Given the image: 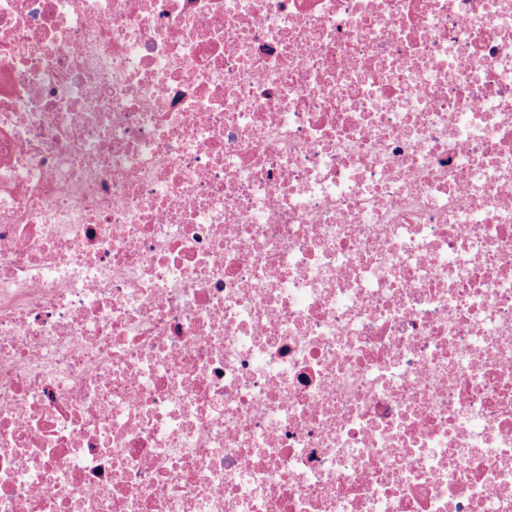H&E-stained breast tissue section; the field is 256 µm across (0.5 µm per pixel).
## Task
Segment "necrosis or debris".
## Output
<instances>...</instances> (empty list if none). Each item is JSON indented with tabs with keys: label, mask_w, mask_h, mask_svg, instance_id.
I'll use <instances>...</instances> for the list:
<instances>
[{
	"label": "necrosis or debris",
	"mask_w": 512,
	"mask_h": 512,
	"mask_svg": "<svg viewBox=\"0 0 512 512\" xmlns=\"http://www.w3.org/2000/svg\"><path fill=\"white\" fill-rule=\"evenodd\" d=\"M0 512H512V0H0Z\"/></svg>",
	"instance_id": "obj_1"
}]
</instances>
